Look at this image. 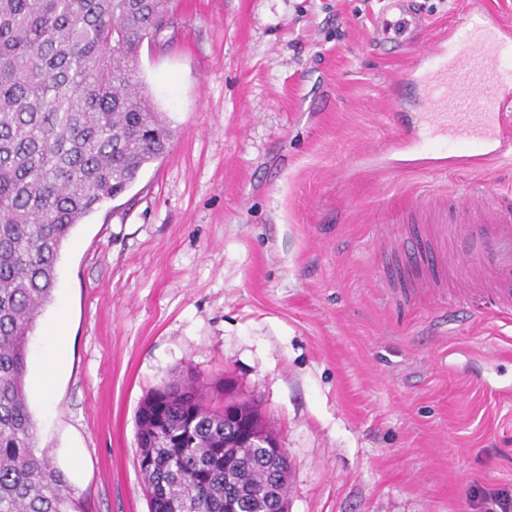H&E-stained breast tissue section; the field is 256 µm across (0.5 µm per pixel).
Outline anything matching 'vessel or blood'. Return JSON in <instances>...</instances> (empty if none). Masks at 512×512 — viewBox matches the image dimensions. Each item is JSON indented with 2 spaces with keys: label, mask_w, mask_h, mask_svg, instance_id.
Segmentation results:
<instances>
[{
  "label": "vessel or blood",
  "mask_w": 512,
  "mask_h": 512,
  "mask_svg": "<svg viewBox=\"0 0 512 512\" xmlns=\"http://www.w3.org/2000/svg\"><path fill=\"white\" fill-rule=\"evenodd\" d=\"M512 47V24L491 13L473 25L464 44L438 40L423 47V103L449 147L486 164L512 156V74L500 67ZM472 189L455 200L447 222L427 227L415 241L397 245L404 265L418 268L419 289L449 288L448 303L467 304L474 291L496 314L512 313V191L495 193L486 208L472 204L486 196Z\"/></svg>",
  "instance_id": "obj_1"
}]
</instances>
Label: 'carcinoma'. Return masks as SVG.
<instances>
[{"label":"carcinoma","instance_id":"1","mask_svg":"<svg viewBox=\"0 0 512 512\" xmlns=\"http://www.w3.org/2000/svg\"><path fill=\"white\" fill-rule=\"evenodd\" d=\"M169 4L0 0V512H83L37 446L28 340L73 229L170 147L137 70ZM231 438L190 370L147 395L136 442L150 512H224L226 496L241 512H274L273 494L288 496L289 460L274 466Z\"/></svg>","mask_w":512,"mask_h":512}]
</instances>
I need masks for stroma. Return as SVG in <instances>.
<instances>
[{
    "instance_id": "1",
    "label": "stroma",
    "mask_w": 512,
    "mask_h": 512,
    "mask_svg": "<svg viewBox=\"0 0 512 512\" xmlns=\"http://www.w3.org/2000/svg\"><path fill=\"white\" fill-rule=\"evenodd\" d=\"M385 0H173L139 75L173 138L75 227L25 391L85 512H149L145 396L180 369L256 402L288 450L289 512H500L512 500V321L395 281L394 244L512 159L393 150L427 126ZM466 0H405L428 44ZM68 338L45 400L46 332Z\"/></svg>"
}]
</instances>
